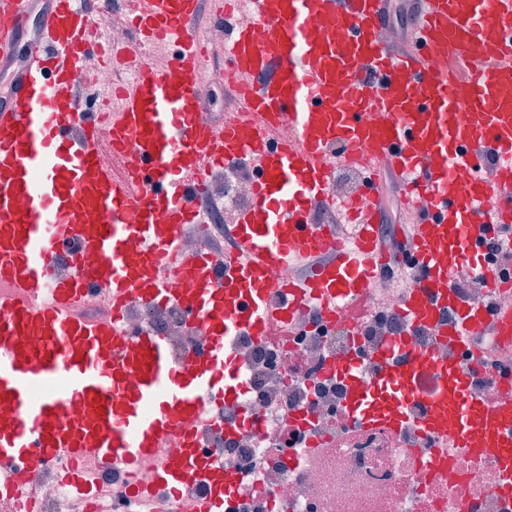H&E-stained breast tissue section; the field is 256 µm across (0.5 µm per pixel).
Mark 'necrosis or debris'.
Listing matches in <instances>:
<instances>
[{
	"label": "necrosis or debris",
	"mask_w": 512,
	"mask_h": 512,
	"mask_svg": "<svg viewBox=\"0 0 512 512\" xmlns=\"http://www.w3.org/2000/svg\"><path fill=\"white\" fill-rule=\"evenodd\" d=\"M136 0H125L124 14L102 19L92 15L90 27H104L110 41L126 45L132 55L154 57L161 45L130 42V20ZM252 180L237 165L213 171L207 196L218 210L185 236L182 248L196 254L223 241L224 226L234 209L251 195ZM413 253L389 262L383 287L371 289L362 305L341 307L334 320L320 316L317 303H307L287 335L276 340L234 339L245 387L238 406L213 408L209 414L234 424L240 410L255 414L254 430L227 436L209 433L205 445L216 461L237 472L240 490L227 512H512V501L498 493L494 465L468 457L461 449L424 436L410 427L400 432L359 428L344 416L346 384L337 377V359L351 360L356 371L370 376L371 350L396 336L399 303L409 284ZM488 273L465 275V298L471 304L496 303L512 308V264L487 260ZM505 280L490 285L491 276ZM134 327L167 337L175 349L201 343L189 317L177 305L146 307L130 304ZM366 319H359V310ZM457 361L487 398L512 389V335L472 336L457 352ZM284 452H277V445ZM70 459L34 465L20 472L24 498L15 512H144L143 499L132 484L159 498L165 512H203L197 492L171 493L159 486L156 460L137 473L122 465L85 466L81 484L65 483Z\"/></svg>",
	"instance_id": "1"
}]
</instances>
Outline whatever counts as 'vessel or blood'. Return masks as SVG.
I'll use <instances>...</instances> for the list:
<instances>
[{"label":"vessel or blood","instance_id":"1","mask_svg":"<svg viewBox=\"0 0 512 512\" xmlns=\"http://www.w3.org/2000/svg\"><path fill=\"white\" fill-rule=\"evenodd\" d=\"M406 47L379 38L390 0H247L250 23L225 25L245 123L223 134L197 118L202 7L225 0H137L132 30L168 48L163 62L113 45L107 117L76 108L80 71L99 36L89 14L116 0H0V469L67 456L135 467L165 448L156 472L172 491L202 487L224 512L236 474L202 457L208 407L242 389L232 338L262 340L292 325L302 303L327 314L374 288L389 254L378 197L335 199L329 185L348 151L424 200L410 225L422 263L399 310L412 328L466 346L512 332V309L476 306L456 285L477 270L475 238L512 246V0H420ZM318 36H311V28ZM249 158L261 177L219 257L187 255L200 223L206 166ZM326 206L344 229L317 221ZM300 263L305 277L283 280ZM108 313L82 316L88 294ZM175 301L201 346L116 324L129 302ZM364 378L346 360L352 421L406 428L423 372L440 389L417 427L476 460L494 461L512 497V396L483 398L452 361L386 341Z\"/></svg>","mask_w":512,"mask_h":512}]
</instances>
